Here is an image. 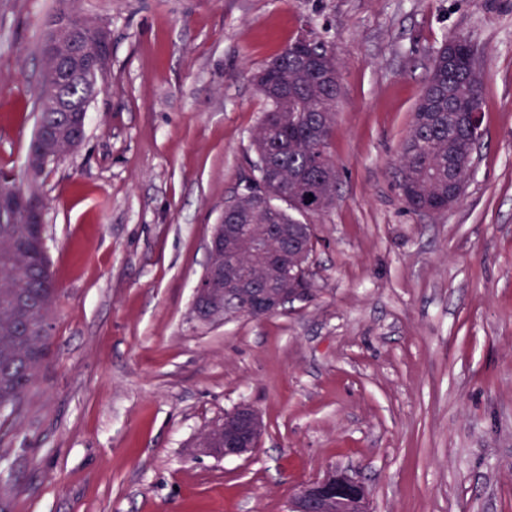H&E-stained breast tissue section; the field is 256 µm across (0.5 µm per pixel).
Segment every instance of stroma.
<instances>
[{
  "instance_id": "obj_1",
  "label": "stroma",
  "mask_w": 512,
  "mask_h": 512,
  "mask_svg": "<svg viewBox=\"0 0 512 512\" xmlns=\"http://www.w3.org/2000/svg\"><path fill=\"white\" fill-rule=\"evenodd\" d=\"M57 0H0V169L22 175ZM112 67L41 177L50 355L0 417V512H284L331 466L373 512H512V0H74ZM314 26L342 94L311 297L203 324L194 288L266 110L251 75ZM481 53L461 202L407 210L394 160L445 34ZM241 403L258 449L201 434Z\"/></svg>"
}]
</instances>
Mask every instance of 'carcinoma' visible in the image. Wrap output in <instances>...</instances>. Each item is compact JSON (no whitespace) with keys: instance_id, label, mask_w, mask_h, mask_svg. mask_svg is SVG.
I'll return each instance as SVG.
<instances>
[{"instance_id":"obj_1","label":"carcinoma","mask_w":512,"mask_h":512,"mask_svg":"<svg viewBox=\"0 0 512 512\" xmlns=\"http://www.w3.org/2000/svg\"><path fill=\"white\" fill-rule=\"evenodd\" d=\"M69 0L46 24L42 43L44 97L37 100L39 112L31 137L43 157H58L79 147L70 113L57 103L75 101L102 78L94 72L67 82L57 78L62 62L52 43V30ZM311 51L321 59L322 74H315L296 55L293 43L254 73L261 77L258 92L267 103L252 133L255 154L253 177L244 192L229 204L227 223L245 224L253 231L264 224L292 226L325 212L300 210L291 198L310 194L336 201L337 171L328 151V139L335 123L333 105L341 93L340 61L330 55L332 46L315 29ZM469 37L450 31L433 50L430 77L412 113L409 129L397 157L398 195L415 213L439 214L448 203V170L470 148L467 128L459 113L481 111L484 95L483 70L476 80L467 76ZM41 171L26 176L22 188L27 200L41 212L47 204L41 191ZM240 268L257 279L275 280L280 288H301L299 281L270 263L266 256L243 253ZM57 288L50 273L46 225L23 223L22 212L0 211V416L15 413L17 405L39 377L49 356L51 319Z\"/></svg>"}]
</instances>
